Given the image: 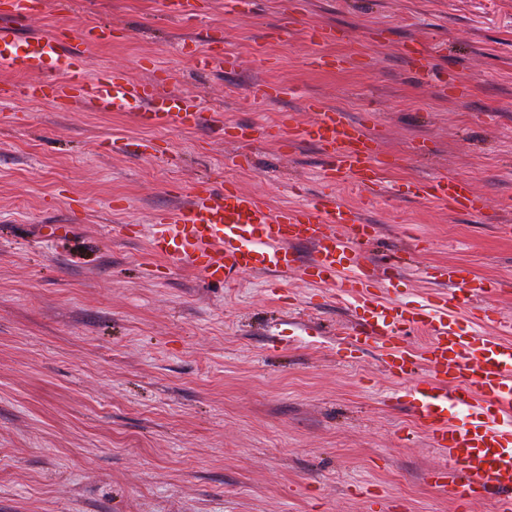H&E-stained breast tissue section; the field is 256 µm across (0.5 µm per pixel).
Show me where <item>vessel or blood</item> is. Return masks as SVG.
Wrapping results in <instances>:
<instances>
[{"instance_id": "1", "label": "vessel or blood", "mask_w": 512, "mask_h": 512, "mask_svg": "<svg viewBox=\"0 0 512 512\" xmlns=\"http://www.w3.org/2000/svg\"><path fill=\"white\" fill-rule=\"evenodd\" d=\"M43 4L9 0L0 11V66L41 76L37 82L1 84V98L48 100L62 110L77 101L100 112L130 107L133 121L142 127L198 123L195 98L163 95L164 78L86 76V51L111 41L112 25H86L76 40L61 28L21 38L16 22L40 13ZM50 63L56 76L44 74ZM196 64L233 71L240 61L212 48L197 55ZM304 108L314 118L293 132L240 127L225 130L224 138L244 144L274 140L285 149L311 143L324 157V181L345 176L362 191L373 192L381 155L378 137L316 99L306 100ZM414 195L467 213L480 203L466 179L452 176L429 178ZM375 234L363 210L332 195L273 213L233 186L218 190L205 181L196 183L185 206L158 214L147 230L154 255L182 261L209 280L229 283L245 272L285 275L297 270L309 284L334 287L353 317L347 353L377 352L385 372L403 382V395L427 427L431 446L445 454L446 465L428 473L431 485L459 512H467L476 500L488 501L493 512H512V317L493 302L501 289L466 267L448 265L428 275L438 290L421 301L408 300L397 292L394 267L378 266L359 253V246ZM301 243L313 249L304 264L294 250ZM488 323L493 333H485ZM414 331L426 335L424 348L404 345V336Z\"/></svg>"}]
</instances>
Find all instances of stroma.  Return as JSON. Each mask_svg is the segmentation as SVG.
Returning <instances> with one entry per match:
<instances>
[{
    "label": "stroma",
    "instance_id": "obj_1",
    "mask_svg": "<svg viewBox=\"0 0 512 512\" xmlns=\"http://www.w3.org/2000/svg\"><path fill=\"white\" fill-rule=\"evenodd\" d=\"M190 27L163 0H74L20 21L21 37L87 22L117 27L88 64L140 80L167 72L169 93L194 95L202 123L141 129L128 111L0 99V512H454L427 479L444 464L371 353L348 358L349 310L335 289L299 272L205 281L154 256L140 228L185 205L191 186L230 183L266 207L332 191L377 225L367 258L386 264L427 241L400 269L419 299L428 267L457 263L510 284L496 303L512 315V0H199ZM295 19L281 33L284 16ZM312 25L340 29L316 46ZM242 66L199 70L209 39ZM423 42L428 74L402 44ZM345 58L313 69L314 52ZM468 85L443 94L441 82ZM269 82L288 93L250 94ZM382 134L383 183L365 201L349 179H321L309 144L241 145L223 124L258 128L312 120L307 99ZM114 137L150 142L148 156L112 151ZM468 178L478 214L415 200L413 182ZM53 224L69 225L53 234Z\"/></svg>",
    "mask_w": 512,
    "mask_h": 512
}]
</instances>
